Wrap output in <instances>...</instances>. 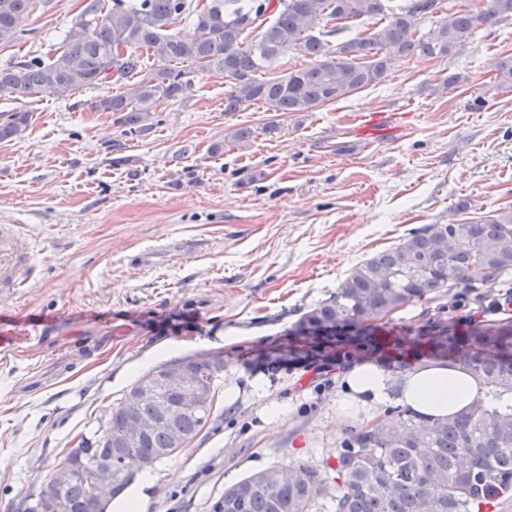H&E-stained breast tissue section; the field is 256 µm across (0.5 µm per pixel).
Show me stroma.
Returning a JSON list of instances; mask_svg holds the SVG:
<instances>
[{"label":"stroma","instance_id":"stroma-1","mask_svg":"<svg viewBox=\"0 0 512 512\" xmlns=\"http://www.w3.org/2000/svg\"><path fill=\"white\" fill-rule=\"evenodd\" d=\"M84 7L35 0L22 39L0 46V67L49 59ZM510 56L512 18L479 27L451 58L398 60L380 84L312 112L225 111L228 80L199 73L141 132L93 107L119 84L0 100V114H31L0 141V224L32 227L28 285L0 301V453L10 460L0 512H20L142 374L191 358L224 362L210 422L150 469L141 507L134 481L112 512H213L225 486L286 460L320 471L316 509L332 512L337 453L366 424L360 411L337 415L343 373L427 358L432 315L466 334L512 317V290L456 288L407 305L371 323L375 352L325 345L299 322L423 225L512 208V88L497 79ZM374 112L395 119L366 126ZM271 122L278 132H265ZM238 128L252 138L226 142ZM173 239L196 249L138 264V252Z\"/></svg>","mask_w":512,"mask_h":512}]
</instances>
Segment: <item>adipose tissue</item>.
<instances>
[{
  "label": "adipose tissue",
  "mask_w": 512,
  "mask_h": 512,
  "mask_svg": "<svg viewBox=\"0 0 512 512\" xmlns=\"http://www.w3.org/2000/svg\"><path fill=\"white\" fill-rule=\"evenodd\" d=\"M342 410L378 411L398 397L425 416H448L465 409L478 394L477 379L456 363L438 359L416 364L400 376L374 365H359L343 377Z\"/></svg>",
  "instance_id": "ef3b65f1"
}]
</instances>
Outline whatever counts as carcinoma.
<instances>
[{
    "instance_id": "1",
    "label": "carcinoma",
    "mask_w": 512,
    "mask_h": 512,
    "mask_svg": "<svg viewBox=\"0 0 512 512\" xmlns=\"http://www.w3.org/2000/svg\"><path fill=\"white\" fill-rule=\"evenodd\" d=\"M35 0H0V44H11ZM91 0L49 60L33 58L0 68V99L51 91L59 94L135 78L121 93L94 104L136 131L147 126L163 101L183 98L198 73L231 83L224 111L260 102L269 112H311L382 82L397 58L452 57L479 26L512 16V0H484L476 12H446L444 0ZM374 22L336 44L337 21ZM433 18L419 30L418 21ZM192 19L196 34L171 32ZM259 30L252 40L247 35ZM295 52L305 67L275 78L261 72ZM153 58L144 67L143 55ZM27 111L0 122V141L28 126ZM512 284V210L478 222L427 224L398 244L362 261L329 298L309 310L301 329L319 333L338 324L383 321L398 309L445 288H507ZM433 349L476 377L479 391L459 413L425 417L400 405L382 420L355 431L337 454L343 482L334 512H482L512 499V321L459 335L451 320L432 321L425 334ZM222 362L207 360L191 382L214 388ZM178 395L156 383L154 392L112 408L98 439L87 444L82 471L60 486L67 512H106L108 499L92 496L88 471L97 458L112 461V494L133 477L127 460L166 458L170 435L163 425L140 441L124 440L131 417L151 419ZM213 403L183 411L173 430L195 438L210 421ZM282 477L276 492L267 476ZM325 479L310 467L286 474L271 466L224 488L228 512H311Z\"/></svg>"
}]
</instances>
